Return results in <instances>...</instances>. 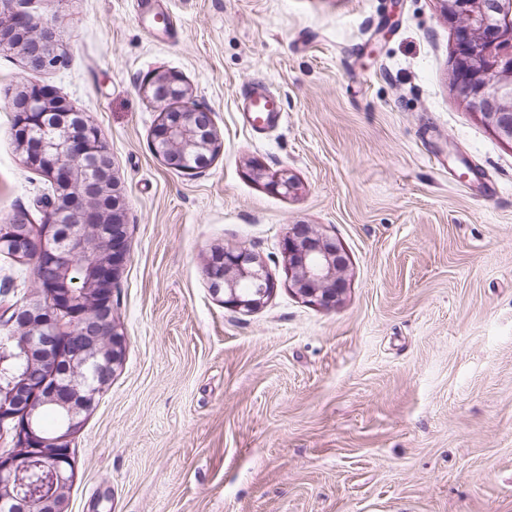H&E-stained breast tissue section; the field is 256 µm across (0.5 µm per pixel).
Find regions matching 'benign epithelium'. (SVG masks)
Wrapping results in <instances>:
<instances>
[{
	"label": "benign epithelium",
	"mask_w": 512,
	"mask_h": 512,
	"mask_svg": "<svg viewBox=\"0 0 512 512\" xmlns=\"http://www.w3.org/2000/svg\"><path fill=\"white\" fill-rule=\"evenodd\" d=\"M456 24L455 88L485 124L512 142V69L499 71L512 58V0H443ZM18 48L34 69L62 62L49 26L17 16H0V48ZM143 93L164 105L153 139L166 164L195 174L212 162L218 139L209 113L191 101L190 89L173 72H158L142 85ZM16 136L25 163L46 174L52 192L43 221L49 233L36 236L16 216L0 244L13 242L16 254L41 272L45 300L17 304L0 314L11 333L0 338V376L10 372L15 343L27 368L0 383V423H15L17 450L0 455V504L12 512H67L73 480L68 442L94 409L98 385L111 380L120 364L126 337L114 321L112 292L128 253L124 200L112 171V156L98 129L77 108L51 89L25 85L13 103ZM283 253L295 293L321 309L336 307L345 291L348 259L342 247L310 224H292ZM210 287L224 293V305L252 313L273 292L274 282L258 256L246 248L224 249L208 263ZM71 318L69 336L58 339L57 315ZM49 370L55 382L36 383L34 370ZM56 409L61 425L48 434L38 424L40 409ZM51 454L55 464L49 493L37 496L30 463Z\"/></svg>",
	"instance_id": "obj_1"
}]
</instances>
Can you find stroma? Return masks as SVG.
Here are the masks:
<instances>
[{"label": "stroma", "mask_w": 512, "mask_h": 512, "mask_svg": "<svg viewBox=\"0 0 512 512\" xmlns=\"http://www.w3.org/2000/svg\"><path fill=\"white\" fill-rule=\"evenodd\" d=\"M9 6L64 61L0 49V224L40 223L50 186L15 136L26 84L98 128L125 202L126 349L71 440L68 512H512V144L455 92L442 0H167L172 41L130 0ZM162 71L219 137L193 175L152 147L141 86ZM252 82L283 99L279 126L248 125ZM281 173L294 193L269 185ZM292 224L345 250L338 306L291 291ZM225 247L274 280L261 309L213 294ZM37 291L0 253V301Z\"/></svg>", "instance_id": "obj_1"}]
</instances>
